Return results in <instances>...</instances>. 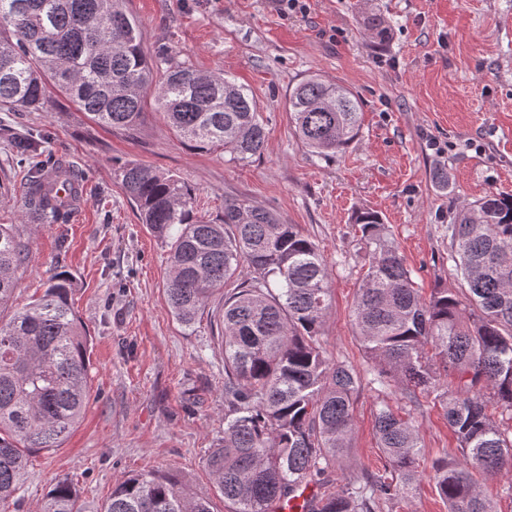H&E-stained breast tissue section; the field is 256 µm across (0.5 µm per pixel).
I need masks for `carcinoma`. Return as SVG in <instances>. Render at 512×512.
I'll return each instance as SVG.
<instances>
[{
  "instance_id": "1",
  "label": "carcinoma",
  "mask_w": 512,
  "mask_h": 512,
  "mask_svg": "<svg viewBox=\"0 0 512 512\" xmlns=\"http://www.w3.org/2000/svg\"><path fill=\"white\" fill-rule=\"evenodd\" d=\"M96 123L132 130L154 97L176 135L200 151L246 164L266 131L252 91L224 72H203L164 49L144 48L122 0H0V110L40 112L48 87ZM296 134L327 158L360 132V105L318 74L288 95ZM13 155L28 162L21 208L37 224H65L72 205L55 182L76 177L31 133L0 127ZM122 189L168 247L171 313L196 330L208 301L223 293L214 322L224 345V439L208 466L231 512H274L300 485L316 487L308 512H375L408 497L422 457L415 424L386 400L376 436L388 460L362 481L331 476L352 447L354 402L365 383L409 403L433 397L457 437L460 456L430 463L448 512H496L475 475L512 472V195L489 193L448 213V238L461 287H413L381 215L355 216L369 248L352 321L371 368L361 373L327 353L322 328L331 304L330 265L318 245L272 209L224 199V217L197 215L174 174L136 161L119 168ZM28 258L14 224H0V502L15 497L28 455L61 445L88 403V350L70 294L72 278L52 276L31 304L3 317ZM500 410L493 420L488 406ZM40 512H80L73 483L57 482ZM104 512H211L171 477L132 475Z\"/></svg>"
}]
</instances>
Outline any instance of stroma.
Masks as SVG:
<instances>
[{
  "mask_svg": "<svg viewBox=\"0 0 512 512\" xmlns=\"http://www.w3.org/2000/svg\"><path fill=\"white\" fill-rule=\"evenodd\" d=\"M306 16L285 18L272 0H124L147 51L234 75L247 85L266 125L260 156L247 165L192 150L147 107L135 130L101 126L60 93L44 112L0 111V123L45 134V146L76 166L85 196L66 224H35L19 203L24 163L0 138V224L29 245L14 308L44 292L52 276L74 280L72 306L91 338L89 404L59 448L28 457L15 501L0 512H38L47 491L70 480L82 512H101L126 477L158 470L212 512H229L206 459L224 436V349L204 325L185 329L165 295L168 248L120 187L133 159L178 176L196 208L220 219L238 197L274 209L314 240L331 267L323 340L336 360L365 370L352 323L368 252L354 222L383 218L422 296L459 281L449 261L448 213L486 192L512 194V0H309ZM347 87L362 116L358 137L322 159L298 139L288 95L308 75ZM448 173L440 191L434 169ZM425 460L456 456L457 440L439 406L409 408ZM376 392L354 404L352 447L337 481H357L384 465L377 446ZM377 512H448L429 475L407 499Z\"/></svg>",
  "mask_w": 512,
  "mask_h": 512,
  "instance_id": "35a3bbf8",
  "label": "stroma"
}]
</instances>
